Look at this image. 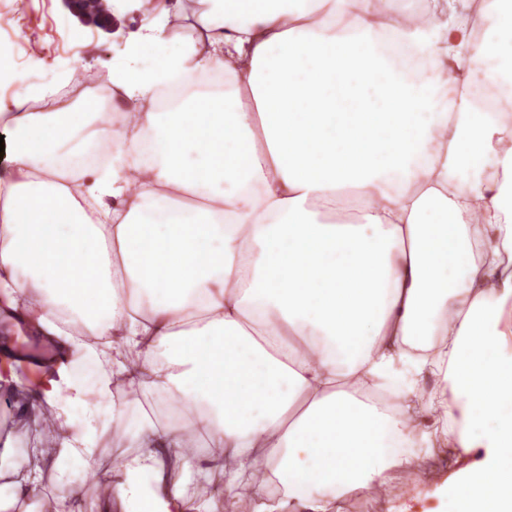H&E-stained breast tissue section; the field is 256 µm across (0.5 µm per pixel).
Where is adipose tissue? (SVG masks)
Masks as SVG:
<instances>
[{
  "mask_svg": "<svg viewBox=\"0 0 512 512\" xmlns=\"http://www.w3.org/2000/svg\"><path fill=\"white\" fill-rule=\"evenodd\" d=\"M119 0L110 112H2L0 310L58 351L20 415L56 424L51 512H107L72 476L122 428L124 512H332L411 465L432 419L495 497L512 447V0ZM369 83L335 124L336 90ZM66 247L70 258L57 263ZM445 393L424 391L422 374ZM392 389L399 412L357 397ZM172 402L168 421L115 386ZM221 460L203 457V438ZM11 504L42 484L14 477ZM222 488L208 496L196 490ZM177 481H169V470Z\"/></svg>",
  "mask_w": 512,
  "mask_h": 512,
  "instance_id": "adipose-tissue-1",
  "label": "adipose tissue"
}]
</instances>
